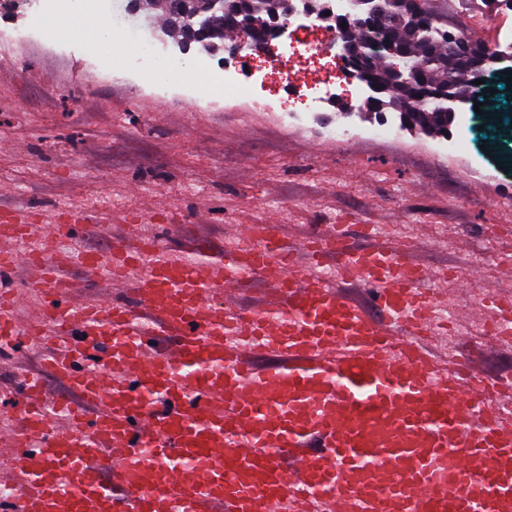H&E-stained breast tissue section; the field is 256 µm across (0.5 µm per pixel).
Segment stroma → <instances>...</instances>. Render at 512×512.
I'll list each match as a JSON object with an SVG mask.
<instances>
[{
  "label": "stroma",
  "instance_id": "35a3bbf8",
  "mask_svg": "<svg viewBox=\"0 0 512 512\" xmlns=\"http://www.w3.org/2000/svg\"><path fill=\"white\" fill-rule=\"evenodd\" d=\"M86 41L39 52L0 54V209L48 213L67 204L107 216L110 232L89 225L82 245L106 248L131 218L166 219L224 245L228 224L277 217L289 237L320 224H361L407 237L417 259L448 267V300L472 308L477 292L512 283V114L498 137L473 135L466 156L436 151L433 137L400 130L395 113L345 116L330 99L297 121L243 105L204 107L212 89L172 103L88 67ZM347 129L329 140L327 126ZM484 377L512 375V351L485 346L479 332L459 347Z\"/></svg>",
  "mask_w": 512,
  "mask_h": 512
}]
</instances>
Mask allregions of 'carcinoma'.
Instances as JSON below:
<instances>
[{
  "label": "carcinoma",
  "instance_id": "cac0c4a2",
  "mask_svg": "<svg viewBox=\"0 0 512 512\" xmlns=\"http://www.w3.org/2000/svg\"><path fill=\"white\" fill-rule=\"evenodd\" d=\"M248 25L258 35H267V20L278 0H239ZM418 0H393L391 21L369 19L346 30L350 54L345 66L370 91L369 112H404L416 130L434 137L442 133L441 113L448 110L447 97L457 92L480 94L474 84L497 69L483 58L493 50L476 40L481 57L461 60L448 47V20L428 10L420 15Z\"/></svg>",
  "mask_w": 512,
  "mask_h": 512
}]
</instances>
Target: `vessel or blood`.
Masks as SVG:
<instances>
[{
	"label": "vessel or blood",
	"instance_id": "b4317fda",
	"mask_svg": "<svg viewBox=\"0 0 512 512\" xmlns=\"http://www.w3.org/2000/svg\"><path fill=\"white\" fill-rule=\"evenodd\" d=\"M89 222L0 212V363L22 401L0 512H512V380L449 357L448 271L410 239L365 224L359 247L328 224L294 241L268 221L216 253L132 223L94 250L76 244ZM256 281L265 298L240 308ZM476 315L512 349L511 294Z\"/></svg>",
	"mask_w": 512,
	"mask_h": 512
}]
</instances>
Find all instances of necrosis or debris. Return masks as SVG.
Returning <instances> with one entry per match:
<instances>
[{
  "label": "necrosis or debris",
  "instance_id": "1",
  "mask_svg": "<svg viewBox=\"0 0 512 512\" xmlns=\"http://www.w3.org/2000/svg\"><path fill=\"white\" fill-rule=\"evenodd\" d=\"M70 0H0L1 10H19L22 21L9 29H0V48L14 43H25L40 49L47 34L43 28L45 16L66 11ZM89 12L100 16L112 27L114 39L140 43L142 53L136 58L114 56L112 66L128 72L136 85L154 87L158 94L171 101H179L198 81L219 85L227 97L245 95L260 107L272 108L277 103L274 87L287 89L297 108L290 117L299 119L321 111L323 105L341 93L365 100L362 83L351 70L340 66L337 54L342 53L344 41L342 25H354L352 0H333L327 18L310 17L301 29L314 33L315 41L289 42L287 51L271 56L269 47L250 44L244 46L238 67L226 68L201 58L196 68L189 69L183 59L173 51L158 50L153 43L144 41L141 26L135 25L122 12L114 9L112 0H86ZM323 61L326 76L318 81H304L295 72L297 60Z\"/></svg>",
  "mask_w": 512,
  "mask_h": 512
}]
</instances>
